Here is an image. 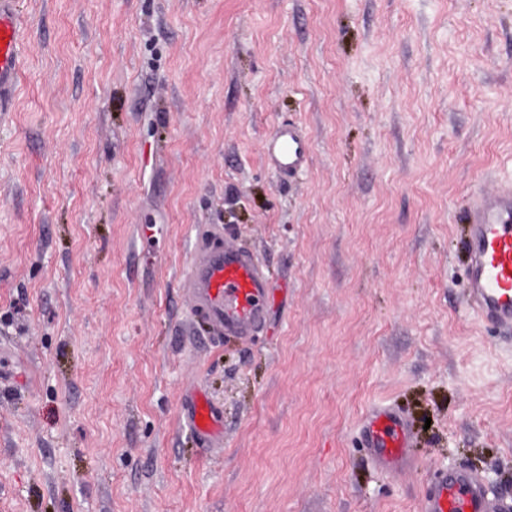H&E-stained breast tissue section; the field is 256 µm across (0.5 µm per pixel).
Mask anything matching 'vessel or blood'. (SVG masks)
Segmentation results:
<instances>
[{"label": "vessel or blood", "instance_id": "vessel-or-blood-1", "mask_svg": "<svg viewBox=\"0 0 512 512\" xmlns=\"http://www.w3.org/2000/svg\"><path fill=\"white\" fill-rule=\"evenodd\" d=\"M20 27L15 0H0V112L20 83ZM264 151L270 167L292 178L306 169L310 143L300 127L288 123L275 129ZM468 222L467 305L489 326L512 333V184L479 192ZM184 284L193 310L217 333L247 340L267 323L270 282L249 249L225 239L222 225L207 224L197 230ZM181 406L182 422L200 444L223 446L224 412L201 387L188 388ZM359 434L362 448L382 471L397 475L411 464L410 427L396 408L370 407ZM421 512H512V504L490 496L474 471L449 468L435 473Z\"/></svg>", "mask_w": 512, "mask_h": 512}]
</instances>
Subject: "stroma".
<instances>
[{
    "instance_id": "35a3bbf8",
    "label": "stroma",
    "mask_w": 512,
    "mask_h": 512,
    "mask_svg": "<svg viewBox=\"0 0 512 512\" xmlns=\"http://www.w3.org/2000/svg\"><path fill=\"white\" fill-rule=\"evenodd\" d=\"M0 119V512H420L512 500V344L466 304V214L512 182V0H16ZM307 169L264 158L283 122ZM264 264L252 341L194 335L196 227ZM224 445L180 419L187 386ZM408 418L392 476L358 444ZM16 0H0V112H7L20 83L22 59L19 46L21 16ZM264 151L268 165L291 179L306 169L310 143L300 127L291 123L282 124L266 141ZM181 418L200 444L220 448L224 444V412L198 386L188 388L182 398ZM359 434L361 447L382 471L397 475L411 464L410 427L396 408L387 404L370 407L362 417ZM512 502L490 496L484 480L464 468L438 470L422 500L421 512H510Z\"/></svg>"
}]
</instances>
